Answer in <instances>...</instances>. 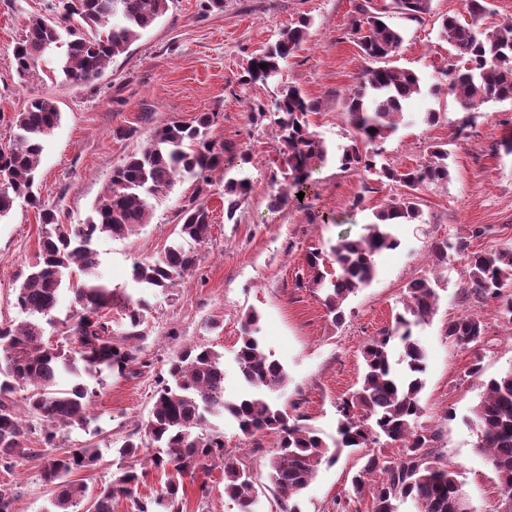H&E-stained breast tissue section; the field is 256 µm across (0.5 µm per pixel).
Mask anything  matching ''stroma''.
<instances>
[{
    "mask_svg": "<svg viewBox=\"0 0 512 512\" xmlns=\"http://www.w3.org/2000/svg\"><path fill=\"white\" fill-rule=\"evenodd\" d=\"M359 0H224L223 10L204 11L202 0H171L167 12L144 30L127 53L116 57L90 84L74 87L54 78L51 62L34 81L15 72L13 49L22 38L26 19L34 14L51 18L54 0H0V144H8L13 119L29 99H53L61 122L48 139L36 172L38 207L17 202L0 220V320L24 321L14 306L13 284L27 272L39 252L44 226L39 209L59 212L66 224L84 223L103 193L113 167L141 150L157 125L212 116L209 135L231 151L249 149L243 170L253 192L238 210L236 222L224 217V181L214 180L207 195L213 224L207 243L198 246V264L174 288L149 295L152 313L143 325L136 363L125 373L104 376L97 385L91 412L96 420L87 429L61 432L54 446L40 433L30 434L33 453L21 460L12 481L18 491L16 512H49L53 494L39 476L45 453L89 446L99 452L97 464L74 473L89 492L103 490L115 469V450L149 416L158 379L170 359L191 345H206L224 354L228 396L247 390L239 378L234 353L245 313L258 312L259 336L265 353L288 372L285 402H296L305 424L325 441L336 436V403L354 390L363 375L361 351L389 327L401 310L406 286L434 275L440 300L433 319L414 330L427 352L426 386L421 395L424 425L439 430L438 451L455 468L474 512H494L498 500L495 473L476 446L472 409L480 401L484 380L512 370V327L496 309H482L493 344L481 352L454 345L443 330L467 312L461 293L469 285L467 258L450 256L447 264L431 262L436 239L466 235L471 225L489 227L474 240L482 250L512 240V155L496 145L512 133V103L484 104L472 110L465 134L457 126L463 113L446 95L417 98L405 112L397 131L378 149L385 163L404 169L424 164L429 147L447 144L450 177L447 183L422 188V220L396 228L399 245L376 258L373 282L347 302V316L333 326L319 294L296 287L307 280L306 255L329 249L341 236L366 232L375 212L396 193L394 185L363 189L364 177L340 171L335 163L318 167L315 190L300 202H289L277 214L267 210V194L286 187L288 171L276 151L269 122L249 120L252 108H271L281 84H295L320 102L311 120L331 150L347 145L353 134L342 100L369 66L349 30ZM386 22L400 29L403 42L394 65L415 70L427 84L444 80L449 46L437 32L438 16L462 9L464 0H432L429 15L412 21L397 12L392 0H372ZM309 18L307 41L289 59L279 81L241 83L250 59L259 54L279 28ZM439 119L427 123L425 114ZM193 186L176 183L155 203L151 219L125 238L103 236L94 247L97 274L120 293H135L131 277L135 261L155 256L175 236L174 213ZM481 357V377L468 376L474 357ZM454 418H447V411ZM212 427L224 435L226 456L250 470L258 492L260 512H278L268 479V458L277 446L275 434L259 443L242 438L236 424L214 416ZM401 446L345 448L337 460L322 466L300 496L302 512H336L343 502L349 512H371L368 497L355 496L352 475L368 457L391 461ZM208 495H201V488ZM183 512H237L224 494V467L198 472L185 480Z\"/></svg>",
    "mask_w": 512,
    "mask_h": 512,
    "instance_id": "1",
    "label": "stroma"
}]
</instances>
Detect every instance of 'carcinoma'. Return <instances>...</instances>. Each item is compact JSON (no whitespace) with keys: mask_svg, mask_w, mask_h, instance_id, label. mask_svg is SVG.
Here are the masks:
<instances>
[{"mask_svg":"<svg viewBox=\"0 0 512 512\" xmlns=\"http://www.w3.org/2000/svg\"><path fill=\"white\" fill-rule=\"evenodd\" d=\"M56 19L31 16L25 34L13 51L15 71L30 81L41 78L40 63L60 48L61 30L71 37L57 67L62 81L82 86L97 79L105 66L125 53L168 10L169 0H56ZM371 0L357 6L359 16L350 35L363 56L375 63L367 69L344 98V108L353 129L351 143L336 154L344 171L373 175L405 191L392 195L375 213V222L358 238H341L330 251L306 256L310 287L323 295L331 322L340 326L346 318L349 298L372 282L376 257L397 247L394 234L399 224H414L421 218L418 191L448 180V149L431 145L430 161L411 169L380 164L372 146L389 138L403 113L416 97L446 92L465 112L490 102L512 101V20L493 22L487 0H465L464 12L438 18L439 35L448 43L453 59L444 71V85L425 87L413 70L392 66L403 42L401 32L371 11ZM394 8L410 20H420L431 10V0H393ZM84 24V29L71 25ZM310 21L277 31L274 41L252 58L242 82H268L279 77L288 60L307 40ZM319 110V101L301 88L284 86L274 111L263 107L249 113L250 121L269 119L278 131V153L288 165L289 189L271 194L270 211L276 212L291 197L314 191V170L329 158V147L313 129L309 116ZM61 119L56 102L31 98L14 117V139L0 147V218L10 214L17 200L37 207L33 192L35 172L48 138ZM211 117L203 114L193 122L170 121L153 129L147 146L126 156L112 171L105 192L93 205L83 224H63L52 210H39L40 223L48 226L36 262L17 279L15 306L27 319L17 325H0V474H12L18 462L29 457L27 435L32 427L16 412L12 395L25 391L27 413L43 422L46 445L70 427H85L91 419L90 404L97 392L88 380L105 372L123 373L138 359L137 348L112 341L111 321L104 310L116 306L126 320L124 336L143 337L141 326L148 318L149 303L142 297L116 294L99 281L97 252L91 246L102 235L125 237L149 222L154 200L170 192L178 181L194 185L188 200L176 208L177 236L154 257L134 262L132 280L142 288L173 287L193 269L198 255L188 244L209 240L211 211L201 196L212 185V174L229 173L250 162L243 151L238 160L224 159V144L208 136ZM252 190L245 177L224 179V214L232 221ZM488 232L471 226L470 237L431 244L435 264L448 263V251L468 254L470 287L465 299L478 305L499 303L500 318L512 325V297L504 288L512 285V241L490 249L468 252L471 240ZM74 294L75 320L63 341L44 340L43 322L51 321L63 287ZM403 309L391 326L365 346V371L359 388L340 398L334 448H373L385 441L403 448L400 457L381 463L367 459L351 478L357 495L370 494L372 512H455L462 486L456 472L435 454L439 433L421 423L420 394L425 387V352L413 334L414 328L432 320L439 295L436 279L421 277L407 287ZM259 315L246 313L241 323L235 360L243 383L263 391L230 399L224 382V355L208 346L180 351L171 361L167 377L160 380L148 419L140 425L139 441L129 440L117 449L120 463L112 482L91 495L87 486L71 476L94 466L95 449L86 446L59 454H46L41 481L54 491L52 512H75L86 502V512H112L116 498L127 499L133 512H182L183 478L207 470L216 459L224 460V495L234 500L238 512H255L257 495L250 470L224 456V435L207 430L209 417L224 414L237 423L242 437L252 442L264 433L280 436L279 448L269 459L268 478L277 494L279 512H300L298 497L316 478L322 465L336 461V453L316 432L290 413L296 405L279 406L269 395L282 393L288 384L283 365L270 359L257 336ZM445 335L463 349L486 341L487 326L481 315L468 312L448 322ZM68 388L59 387L63 376ZM477 447L495 471L499 491L512 493V372L485 383L480 402L473 408ZM155 448L150 462L163 472L173 470L155 495L138 493L139 475L125 459L141 448ZM380 471L379 480L370 479ZM17 488L0 480V512H15Z\"/></svg>","mask_w":512,"mask_h":512,"instance_id":"cac0c4a2","label":"carcinoma"}]
</instances>
